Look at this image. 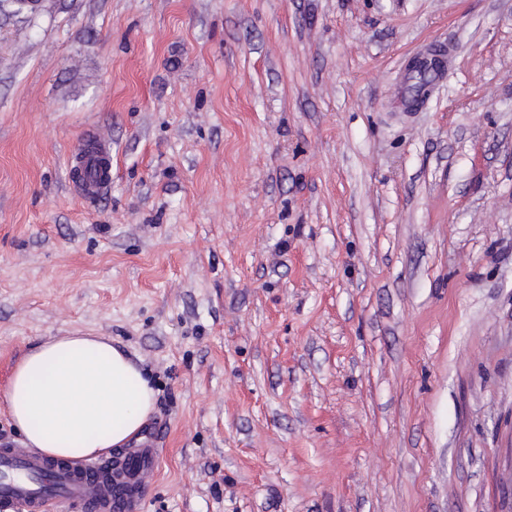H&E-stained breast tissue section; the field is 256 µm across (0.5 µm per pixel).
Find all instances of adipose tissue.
<instances>
[{
    "label": "adipose tissue",
    "mask_w": 512,
    "mask_h": 512,
    "mask_svg": "<svg viewBox=\"0 0 512 512\" xmlns=\"http://www.w3.org/2000/svg\"><path fill=\"white\" fill-rule=\"evenodd\" d=\"M0 400L28 447L82 459L140 441L156 391L110 341L74 332L32 347Z\"/></svg>",
    "instance_id": "adipose-tissue-1"
}]
</instances>
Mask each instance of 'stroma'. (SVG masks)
Returning a JSON list of instances; mask_svg holds the SVG:
<instances>
[{
  "mask_svg": "<svg viewBox=\"0 0 512 512\" xmlns=\"http://www.w3.org/2000/svg\"><path fill=\"white\" fill-rule=\"evenodd\" d=\"M74 330L157 391L145 512H512V0H0L16 444ZM70 171L79 169L84 180L78 181V194L84 200H94L105 193L112 183V136L98 129L69 155ZM92 175L85 176V170Z\"/></svg>",
  "mask_w": 512,
  "mask_h": 512,
  "instance_id": "stroma-1",
  "label": "stroma"
}]
</instances>
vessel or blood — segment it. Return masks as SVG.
<instances>
[{"label":"vessel or blood","instance_id":"1","mask_svg":"<svg viewBox=\"0 0 512 512\" xmlns=\"http://www.w3.org/2000/svg\"><path fill=\"white\" fill-rule=\"evenodd\" d=\"M85 171L82 199L94 200L112 183V137L99 129L69 156ZM156 451L138 448L96 462L41 457L5 440L0 442V512H56L68 503L77 512H141L143 492L152 481Z\"/></svg>","mask_w":512,"mask_h":512}]
</instances>
